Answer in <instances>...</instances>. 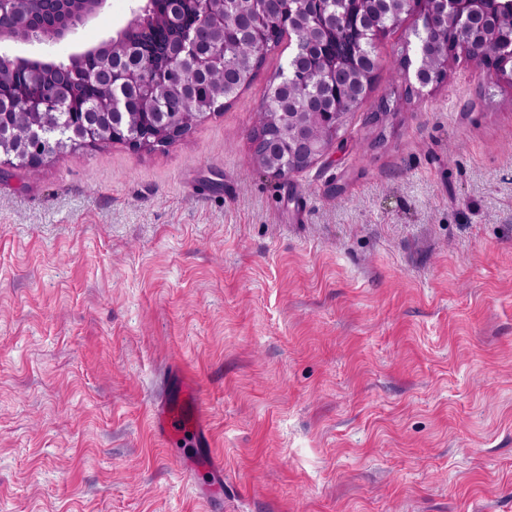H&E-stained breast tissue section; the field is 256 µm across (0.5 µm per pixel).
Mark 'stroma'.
<instances>
[{"label": "stroma", "instance_id": "obj_1", "mask_svg": "<svg viewBox=\"0 0 512 512\" xmlns=\"http://www.w3.org/2000/svg\"><path fill=\"white\" fill-rule=\"evenodd\" d=\"M138 3L0 52L68 61ZM410 36L285 179L251 153L284 41L162 150L0 167V512H512V82L460 52L420 86ZM177 362L223 494L151 430Z\"/></svg>", "mask_w": 512, "mask_h": 512}]
</instances>
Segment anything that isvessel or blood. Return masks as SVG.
Here are the masks:
<instances>
[{
    "mask_svg": "<svg viewBox=\"0 0 512 512\" xmlns=\"http://www.w3.org/2000/svg\"><path fill=\"white\" fill-rule=\"evenodd\" d=\"M155 432L162 441L190 433L195 442L208 443L209 428L202 409L197 385L182 388L178 397L162 401L153 412Z\"/></svg>",
    "mask_w": 512,
    "mask_h": 512,
    "instance_id": "1",
    "label": "vessel or blood"
}]
</instances>
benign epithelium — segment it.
<instances>
[{
	"mask_svg": "<svg viewBox=\"0 0 512 512\" xmlns=\"http://www.w3.org/2000/svg\"><path fill=\"white\" fill-rule=\"evenodd\" d=\"M305 0H258V6L281 14H290V19L297 18L299 6ZM409 4L406 9L407 18L416 28L430 32L445 25L448 33L457 35L456 47L445 51L442 68H447V57L462 49L467 56L479 64L484 58L485 47L494 45L503 35L498 22L487 25H475L472 18L484 12L482 0H448V11L442 15L426 12L416 7L417 0H399ZM104 3V0H0V39L4 37H20L24 39L37 38L52 42L60 41L71 36L78 26L94 15ZM242 0H197V10L200 20H209L211 27L197 26L186 28L177 14L167 16L170 26L182 31L179 40L171 44L167 50L163 70L156 78H145L138 81L143 95L152 100L157 95L162 78H186L184 72L173 69L170 60L178 58L188 68L190 74L201 75L208 69L207 59L201 57V46L209 45L211 57L217 58L224 50V11L233 7L240 9ZM155 17L150 15L148 6L144 5L134 13L133 18L118 33L117 37L102 41L86 50L71 56L69 70L82 71V79L69 82H58L47 88L43 85V70L58 66L53 63H40L33 67L30 74V86L19 99L22 115L29 119L31 134L40 136V132L48 123V116L60 111L67 100L79 96L85 83H104L109 89L128 88L134 81V74L148 69L146 56H139V65L127 66L116 61L114 51L117 48H129L131 39H136L139 48L149 46ZM288 36L295 38V54L306 55L311 49V43L317 39L315 33L306 23L301 22L290 26ZM359 44L352 38L336 39V54L338 60H349L355 56ZM92 55L96 67L86 70L83 60ZM119 111L118 102L112 95H107L96 103L95 112L98 120L90 124L81 119L72 124L70 134L61 142L38 153L28 147L25 138H19L12 143L14 154L26 160L38 170L48 158L56 152L74 147H88L95 144L110 142L120 134L119 127L112 123V114ZM212 115L207 109H199L192 113L189 119L182 112H166L155 125L159 134L151 131L134 137L127 136V145L136 151H155L163 148V142L170 144L183 139L193 125ZM279 124L288 126V139L260 137L252 142L253 157L259 168L268 173L286 178L290 172L274 163L284 147L290 148L294 166L311 165L328 154L338 142L336 128L344 126L348 113H331L332 121L323 125L319 131L311 132L298 125L299 119L307 116L305 112H277Z\"/></svg>",
	"mask_w": 512,
	"mask_h": 512,
	"instance_id": "obj_1",
	"label": "benign epithelium"
}]
</instances>
